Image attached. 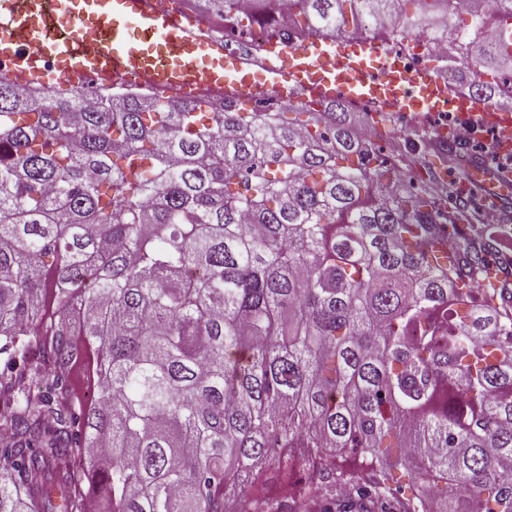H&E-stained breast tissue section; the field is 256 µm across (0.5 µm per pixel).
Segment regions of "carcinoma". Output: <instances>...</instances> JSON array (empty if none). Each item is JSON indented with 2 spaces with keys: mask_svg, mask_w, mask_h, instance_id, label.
I'll list each match as a JSON object with an SVG mask.
<instances>
[{
  "mask_svg": "<svg viewBox=\"0 0 512 512\" xmlns=\"http://www.w3.org/2000/svg\"><path fill=\"white\" fill-rule=\"evenodd\" d=\"M465 2L448 67L500 98L512 54L480 27L501 30L512 0ZM449 3L288 0L287 20L377 39ZM350 111L0 83V512H268L271 464L295 503L351 459L357 512L388 494L402 512H512V306L459 228L471 214ZM88 354L97 395L76 409ZM91 364L92 359L84 357L75 363L69 372L70 391L77 406L84 405L87 401L90 402L93 391L96 395V387L90 379Z\"/></svg>",
  "mask_w": 512,
  "mask_h": 512,
  "instance_id": "1",
  "label": "carcinoma"
}]
</instances>
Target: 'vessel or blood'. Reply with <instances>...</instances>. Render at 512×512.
I'll return each mask as SVG.
<instances>
[{"label":"vessel or blood","mask_w":512,"mask_h":512,"mask_svg":"<svg viewBox=\"0 0 512 512\" xmlns=\"http://www.w3.org/2000/svg\"><path fill=\"white\" fill-rule=\"evenodd\" d=\"M415 80V108L433 110L440 85L424 72ZM0 82L63 93L133 82L184 103L227 98L245 110L269 92L298 98L311 83L328 100L374 89L363 68L337 75L321 38L297 47L273 40L261 56L232 53L173 0H0Z\"/></svg>","instance_id":"b4317fda"}]
</instances>
